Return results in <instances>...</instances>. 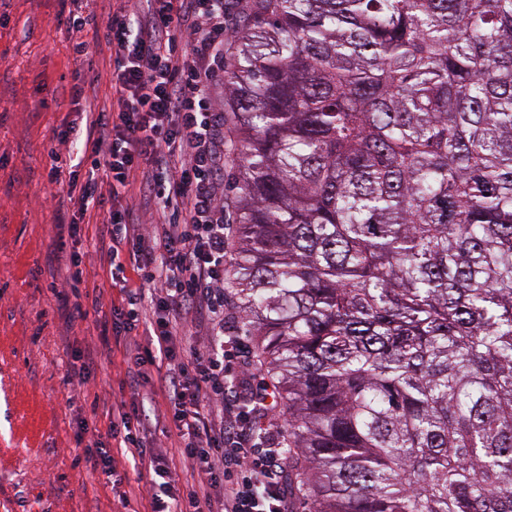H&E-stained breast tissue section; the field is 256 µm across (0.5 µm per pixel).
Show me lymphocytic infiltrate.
<instances>
[{
    "label": "lymphocytic infiltrate",
    "instance_id": "lymphocytic-infiltrate-1",
    "mask_svg": "<svg viewBox=\"0 0 512 512\" xmlns=\"http://www.w3.org/2000/svg\"><path fill=\"white\" fill-rule=\"evenodd\" d=\"M96 2L60 0L73 55H84L89 31L105 26L114 55L106 79L116 96L115 106L85 115L79 195L55 199L83 216L101 203L102 187L112 196L94 234L107 283L83 290V255L70 253L72 313L96 314L122 341L130 388L149 384L152 367L165 363V416L195 479L174 485L165 455L143 436L146 416L136 402L109 413L83 460L108 483L117 477L113 446L146 463L151 512H288L281 483L288 450L252 419L259 408L273 413L272 387L247 372L234 379L241 344L224 333V115L209 90L224 56V0H146L144 13L122 9L102 20ZM186 42L192 53L183 52ZM135 187L153 199L161 222L146 223L128 203Z\"/></svg>",
    "mask_w": 512,
    "mask_h": 512
}]
</instances>
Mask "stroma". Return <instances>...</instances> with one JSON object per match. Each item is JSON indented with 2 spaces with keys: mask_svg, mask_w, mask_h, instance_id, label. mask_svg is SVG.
Returning a JSON list of instances; mask_svg holds the SVG:
<instances>
[{
  "mask_svg": "<svg viewBox=\"0 0 512 512\" xmlns=\"http://www.w3.org/2000/svg\"><path fill=\"white\" fill-rule=\"evenodd\" d=\"M110 54L101 33L85 55L73 56L58 0H0V512H150L139 492L147 465L113 449L117 470L129 479L118 491L80 461L82 428L106 430L111 404L136 396L125 383L123 345L102 335L96 316L70 320L56 295L68 275L60 252L87 250L104 212L90 210L88 223L73 232L72 213L51 203L56 187L46 148L78 111L111 103L104 82L88 101L70 97L74 77L105 74ZM86 350L97 362L88 385L66 383ZM164 375L151 371L157 395L146 412L156 421L145 436L167 453L183 487L192 471L162 417ZM97 396L103 404L96 416ZM123 491L125 507L118 502Z\"/></svg>",
  "mask_w": 512,
  "mask_h": 512,
  "instance_id": "35a3bbf8",
  "label": "stroma"
}]
</instances>
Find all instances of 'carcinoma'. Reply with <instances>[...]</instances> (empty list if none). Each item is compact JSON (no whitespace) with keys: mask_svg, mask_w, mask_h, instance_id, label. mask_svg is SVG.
I'll list each match as a JSON object with an SVG mask.
<instances>
[{"mask_svg":"<svg viewBox=\"0 0 512 512\" xmlns=\"http://www.w3.org/2000/svg\"><path fill=\"white\" fill-rule=\"evenodd\" d=\"M232 309L309 512H512V0H251Z\"/></svg>","mask_w":512,"mask_h":512,"instance_id":"carcinoma-1","label":"carcinoma"}]
</instances>
